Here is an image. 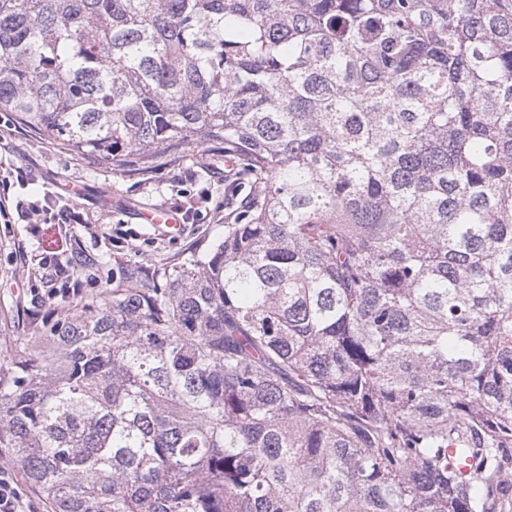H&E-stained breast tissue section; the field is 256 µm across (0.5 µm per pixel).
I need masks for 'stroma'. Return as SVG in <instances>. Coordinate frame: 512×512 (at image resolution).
Returning <instances> with one entry per match:
<instances>
[{
    "mask_svg": "<svg viewBox=\"0 0 512 512\" xmlns=\"http://www.w3.org/2000/svg\"><path fill=\"white\" fill-rule=\"evenodd\" d=\"M0 122L13 131L12 149L0 154V176L13 168L24 169L31 184L22 194L32 201H66L71 199L69 187H84V196L74 202L87 220L76 228L0 223L1 338L28 335L29 325L17 304L29 300V285H56L52 276L45 274L37 280L32 275L43 249L64 259L76 247L98 258L102 266L93 289L101 292L112 285L113 258L145 262L161 253L178 254L195 242L207 244L223 238L224 224L217 211L225 200L223 164L201 169L191 150L181 157L162 159L144 177L130 163L118 165L78 155L66 145L50 142L41 130L14 113L0 112ZM109 193L122 197L124 206L104 204L102 198ZM155 206L183 208L179 237L158 236L149 225L138 222V209Z\"/></svg>",
    "mask_w": 512,
    "mask_h": 512,
    "instance_id": "stroma-1",
    "label": "stroma"
}]
</instances>
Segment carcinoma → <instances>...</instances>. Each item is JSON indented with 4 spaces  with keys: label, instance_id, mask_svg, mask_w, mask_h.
Returning a JSON list of instances; mask_svg holds the SVG:
<instances>
[{
    "label": "carcinoma",
    "instance_id": "cac0c4a2",
    "mask_svg": "<svg viewBox=\"0 0 512 512\" xmlns=\"http://www.w3.org/2000/svg\"><path fill=\"white\" fill-rule=\"evenodd\" d=\"M0 112L251 190L0 342L46 512H512V0H0Z\"/></svg>",
    "mask_w": 512,
    "mask_h": 512
}]
</instances>
